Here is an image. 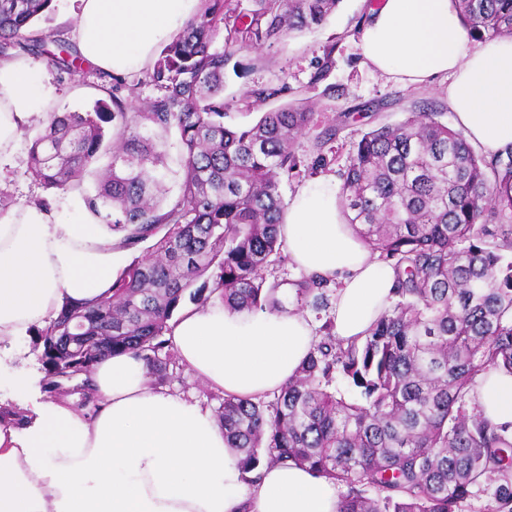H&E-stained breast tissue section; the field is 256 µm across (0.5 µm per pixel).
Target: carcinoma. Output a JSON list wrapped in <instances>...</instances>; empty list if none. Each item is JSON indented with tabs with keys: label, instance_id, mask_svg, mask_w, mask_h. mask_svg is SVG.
<instances>
[{
	"label": "carcinoma",
	"instance_id": "obj_1",
	"mask_svg": "<svg viewBox=\"0 0 512 512\" xmlns=\"http://www.w3.org/2000/svg\"><path fill=\"white\" fill-rule=\"evenodd\" d=\"M342 0H201L148 73L158 94L128 112L112 105L55 112L31 142L30 168L48 189L81 188L85 207L123 249L147 245L116 277L112 294L65 303L37 330L41 390L80 394L107 354L131 353L162 382L169 321L184 297L214 295L231 311L325 306L327 280L291 293L265 286L283 247L281 178L296 166L294 142L315 104L224 123V74L233 55L322 24ZM52 0H0V59L47 56L74 68L65 45L30 23ZM467 32L512 37V0H455ZM426 107L373 127L342 173L340 206L374 251L392 261L398 301L362 340L345 343L331 319L294 379L265 403L226 396L217 414L242 468L307 466L343 488L338 512H463L489 495L487 512H512V428L468 409L478 375L512 376V149L491 161ZM181 152L171 168L165 140ZM110 155L99 167L102 155ZM180 191L166 200V182ZM202 285L193 288L197 281Z\"/></svg>",
	"mask_w": 512,
	"mask_h": 512
}]
</instances>
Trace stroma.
Here are the masks:
<instances>
[{
	"label": "stroma",
	"mask_w": 512,
	"mask_h": 512,
	"mask_svg": "<svg viewBox=\"0 0 512 512\" xmlns=\"http://www.w3.org/2000/svg\"><path fill=\"white\" fill-rule=\"evenodd\" d=\"M53 6V11L36 22V29L51 39L73 42L79 0H54ZM368 18L367 0H342L336 13L309 33L237 52L234 59L245 66L244 74H235L230 68L225 71L226 124L256 122L263 112L303 98L319 104L313 125L295 143L297 167L282 181V197H290L314 177H340L355 145L370 128L399 123L408 113L427 105L441 111L446 124L455 122L447 104L449 77H438L426 87H407L364 64L360 38ZM36 82L55 111L72 112L92 108L96 100L108 99L114 80L112 74L89 65L69 74L43 62ZM331 86L342 89L343 97H328L326 90ZM269 88L275 89V96L258 102L254 108L243 107L245 92ZM45 126L43 118H33L24 126L13 152L0 157V201L8 207L33 205L46 199L52 210L58 211L67 199L66 194L45 188L31 173L29 146ZM331 126L336 129L335 137L318 143V136ZM164 386L215 411L224 402L222 392L203 384L176 356L168 362Z\"/></svg>",
	"instance_id": "obj_1"
}]
</instances>
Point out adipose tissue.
Listing matches in <instances>:
<instances>
[{"mask_svg":"<svg viewBox=\"0 0 512 512\" xmlns=\"http://www.w3.org/2000/svg\"><path fill=\"white\" fill-rule=\"evenodd\" d=\"M199 4L80 0L79 53L116 75L139 69ZM360 48L366 64L407 86L450 76L448 106L467 141L488 155L512 146V37L471 43L453 0H379ZM35 73L31 60H0V155L48 111ZM277 230L299 269L335 280V335L366 336L389 308L395 273L347 224L335 179L301 185ZM125 257L106 224L37 205L0 216V362L12 354L7 341L46 325L66 302L110 295ZM168 336L197 377L252 400L280 392L318 341L313 321L293 310L235 312L218 301L184 313ZM93 381L95 414L61 398L34 404L23 427L0 425V512H337L336 484L294 463L249 483L215 413L153 386L132 354L102 357ZM472 406L512 423V376L479 377Z\"/></svg>","mask_w":512,"mask_h":512,"instance_id":"1","label":"adipose tissue"}]
</instances>
